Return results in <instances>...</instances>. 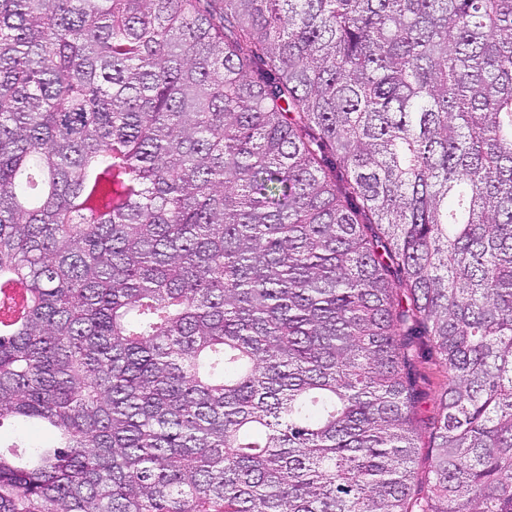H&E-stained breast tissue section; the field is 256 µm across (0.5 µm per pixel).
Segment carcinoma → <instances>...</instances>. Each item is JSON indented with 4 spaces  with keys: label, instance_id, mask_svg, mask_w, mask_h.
<instances>
[{
    "label": "carcinoma",
    "instance_id": "carcinoma-1",
    "mask_svg": "<svg viewBox=\"0 0 512 512\" xmlns=\"http://www.w3.org/2000/svg\"><path fill=\"white\" fill-rule=\"evenodd\" d=\"M1 275L0 512H512V0H0Z\"/></svg>",
    "mask_w": 512,
    "mask_h": 512
}]
</instances>
